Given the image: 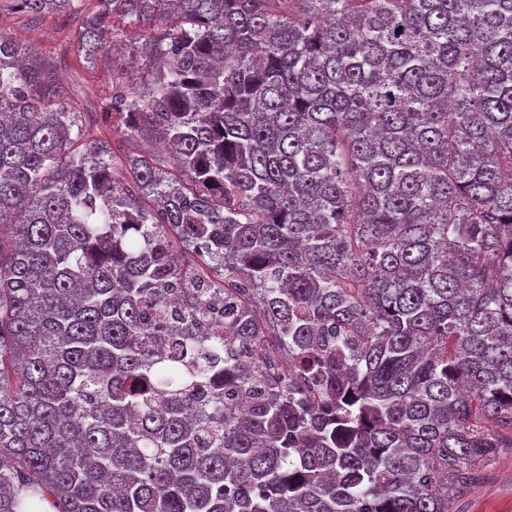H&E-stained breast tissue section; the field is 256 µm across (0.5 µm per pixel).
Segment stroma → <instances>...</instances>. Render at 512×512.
I'll list each match as a JSON object with an SVG mask.
<instances>
[{"label":"stroma","mask_w":512,"mask_h":512,"mask_svg":"<svg viewBox=\"0 0 512 512\" xmlns=\"http://www.w3.org/2000/svg\"><path fill=\"white\" fill-rule=\"evenodd\" d=\"M0 29L31 45L42 62L53 68L68 109L80 113L83 127L91 137L114 141L120 161L156 149L155 141L119 134V117L109 111L117 93H142L149 86L148 67L133 61L143 38L150 32L148 25H121L118 39L124 47L122 54L107 49L92 62L79 51L78 24L69 17L62 15L36 23L16 12L11 0H0ZM454 510L512 512V448L500 449L485 465L481 482L455 502Z\"/></svg>","instance_id":"35a3bbf8"}]
</instances>
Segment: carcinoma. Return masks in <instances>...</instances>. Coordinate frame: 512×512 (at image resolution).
I'll return each mask as SVG.
<instances>
[{
	"label": "carcinoma",
	"mask_w": 512,
	"mask_h": 512,
	"mask_svg": "<svg viewBox=\"0 0 512 512\" xmlns=\"http://www.w3.org/2000/svg\"><path fill=\"white\" fill-rule=\"evenodd\" d=\"M14 4L158 25L111 107L178 173L0 30V512H453L512 448V0Z\"/></svg>",
	"instance_id": "cac0c4a2"
}]
</instances>
